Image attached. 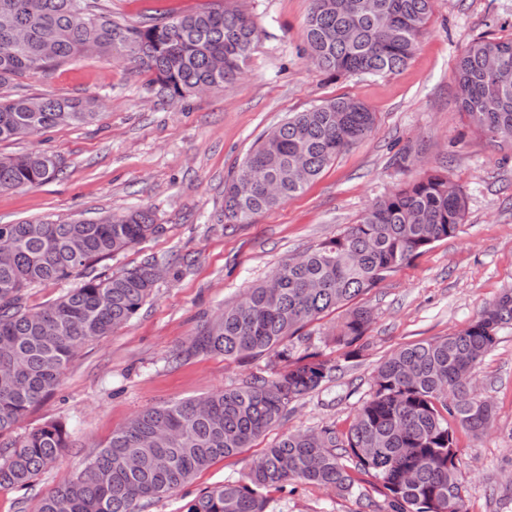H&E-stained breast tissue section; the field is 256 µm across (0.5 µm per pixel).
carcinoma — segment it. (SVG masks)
<instances>
[{
    "label": "carcinoma",
    "mask_w": 512,
    "mask_h": 512,
    "mask_svg": "<svg viewBox=\"0 0 512 512\" xmlns=\"http://www.w3.org/2000/svg\"><path fill=\"white\" fill-rule=\"evenodd\" d=\"M433 0H311L305 54L337 75L402 70L427 28ZM257 27L237 10L212 7L139 26L112 20L99 0H0V86L81 54L92 44L121 46L154 74L169 101L234 83ZM224 68L216 69V58ZM460 106L499 146L512 148V38L470 40L457 57ZM93 99L51 95L0 99V141L58 126L93 123ZM375 115L338 97L295 112L261 137L224 184V223L247 224L299 195L336 158L363 142ZM62 160L44 150L0 156V192L58 178ZM270 180L276 193L261 182ZM467 198L442 171L426 172L376 201L359 221L296 262L285 261L243 298L203 322L186 354L242 361L275 353L288 370L253 376L198 400L139 412L67 482L39 500L36 512H139L219 459L234 457L281 425L293 401L333 381L338 365L292 360L287 341L309 323L342 309L332 336L345 358L365 335L369 311L354 301L436 242L457 236ZM151 211L133 209L95 220L0 224V488H25L70 446L62 421L8 442L30 407L58 388L86 343L127 324L150 297L157 259L116 274L90 275L109 259L162 232ZM82 277L53 303L23 305L26 288ZM512 327V290L457 334L401 347L375 370L373 389L347 433L286 432L253 459L239 481L201 492L186 512H266L263 491L290 483L351 490L356 475L374 476L391 512H467L456 431L475 437L490 427L494 406L472 394L474 370Z\"/></svg>",
    "instance_id": "1"
}]
</instances>
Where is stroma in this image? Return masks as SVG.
Listing matches in <instances>:
<instances>
[{
    "label": "stroma",
    "mask_w": 512,
    "mask_h": 512,
    "mask_svg": "<svg viewBox=\"0 0 512 512\" xmlns=\"http://www.w3.org/2000/svg\"><path fill=\"white\" fill-rule=\"evenodd\" d=\"M113 20L137 24L214 6L215 0H103ZM250 15L258 38L234 84L168 102L151 73L125 55L81 56L0 88L6 97L52 94L96 99L99 119L0 142V155L34 149L59 156L61 179L0 193V224L51 217L92 219L152 208L160 234L93 265L118 273L156 258L153 295L112 335L83 346L60 387L30 408L14 437L66 422L71 445L28 489H0V512H34L85 458L138 411L239 385L287 368L269 353L244 362L195 356L186 348L202 320L239 299L285 260L335 237L377 199L423 170L444 168L465 193L459 234L433 244L391 273L358 305L372 313L357 357L345 359L327 331L335 315L290 339L294 357L318 352L340 369L333 382L292 402L282 426L240 455L221 459L184 489L140 512H186L200 492L241 479L252 459L290 430L334 426L347 432L372 392L376 366L394 350L455 334L503 291L512 289V150L474 129L459 107L456 58L476 37H512V0H435L414 56L398 73L329 76L300 56L310 0H231ZM349 97L375 114L371 135L341 154L301 194L249 224L223 218L224 183L258 139L289 113ZM477 393L495 414L488 432H458L468 512H512V329L476 368ZM267 512H389L379 483L360 476L348 492L302 484L269 490Z\"/></svg>",
    "instance_id": "stroma-1"
}]
</instances>
